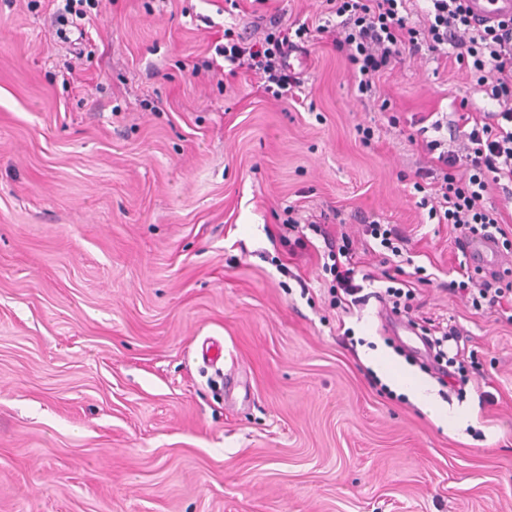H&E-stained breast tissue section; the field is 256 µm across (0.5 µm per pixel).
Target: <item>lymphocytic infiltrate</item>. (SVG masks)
Listing matches in <instances>:
<instances>
[{"mask_svg": "<svg viewBox=\"0 0 512 512\" xmlns=\"http://www.w3.org/2000/svg\"><path fill=\"white\" fill-rule=\"evenodd\" d=\"M407 0H326L337 18L333 45L352 68L357 91L374 97L378 83L402 50L449 54L473 79V91L496 101L499 109L476 118L465 114L449 123L435 121L434 131L448 130V139L426 141L427 154L435 155L440 178L422 170L413 188L419 192L420 208L429 220L449 224L461 235L486 233L507 237L499 210L486 204L490 185H512V21L477 26L472 22L465 0H431L424 25H415ZM311 35L308 24L291 28L280 15L269 17L261 37L247 38L226 28L224 41L214 48L216 56L228 63L230 75L238 71L257 79L263 93L274 99L297 100L302 82L288 69L290 51L300 48ZM324 269L332 276L328 289L330 304L349 314L370 299L365 289L374 280L354 259L348 236L329 246ZM460 277L451 281L452 291L469 294L474 308H498L512 323V307L505 303L512 294V280L499 273L479 274L467 263L459 265ZM426 343L434 350V368L444 362L467 373V356L457 342L455 325L437 323L423 328Z\"/></svg>", "mask_w": 512, "mask_h": 512, "instance_id": "obj_1", "label": "lymphocytic infiltrate"}]
</instances>
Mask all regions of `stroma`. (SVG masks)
I'll use <instances>...</instances> for the list:
<instances>
[{"label":"stroma","instance_id":"obj_1","mask_svg":"<svg viewBox=\"0 0 512 512\" xmlns=\"http://www.w3.org/2000/svg\"><path fill=\"white\" fill-rule=\"evenodd\" d=\"M56 8L0 0V512H512V324L449 291L457 233L412 189L419 128L496 101L425 50L359 98L328 33L290 58L300 105L204 68L225 28L261 35L254 0H102L87 58ZM292 207L324 235L286 231ZM371 216L432 274L399 328L329 305L325 237L373 290L396 273ZM447 318L479 365L444 387L404 324ZM384 356L447 426L385 391Z\"/></svg>","mask_w":512,"mask_h":512}]
</instances>
